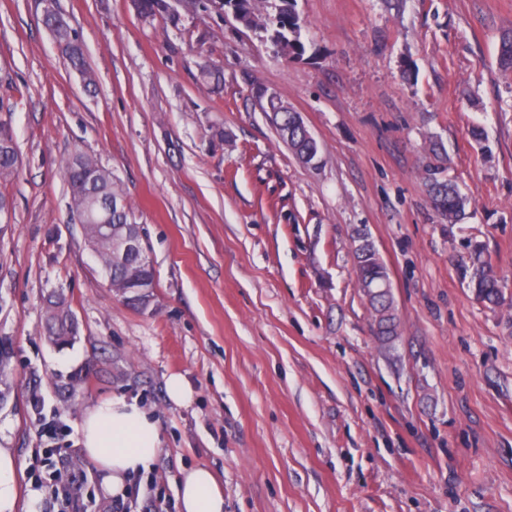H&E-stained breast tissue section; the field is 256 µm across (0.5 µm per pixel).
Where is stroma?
Returning a JSON list of instances; mask_svg holds the SVG:
<instances>
[{"instance_id": "1", "label": "stroma", "mask_w": 512, "mask_h": 512, "mask_svg": "<svg viewBox=\"0 0 512 512\" xmlns=\"http://www.w3.org/2000/svg\"><path fill=\"white\" fill-rule=\"evenodd\" d=\"M97 78L86 92L40 0H0V120L19 154L0 182V448L19 506L112 512L80 444L115 395L160 419L161 450L126 512H178L209 468L224 512H512V72L497 65L512 0H297L303 58L231 14L174 0L179 26L133 0H58ZM417 68L402 74L404 59ZM224 74L220 89L202 66ZM279 94L316 139L302 165L253 93ZM482 128L487 149L472 139ZM468 197L440 223L421 170L430 138ZM120 179L154 265V299L109 286L69 206L63 163ZM366 228L400 318L380 349L353 261ZM482 250L507 303L478 302ZM79 333L44 331L52 292ZM191 400L171 401L170 376Z\"/></svg>"}]
</instances>
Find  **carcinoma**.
<instances>
[{"instance_id": "carcinoma-1", "label": "carcinoma", "mask_w": 512, "mask_h": 512, "mask_svg": "<svg viewBox=\"0 0 512 512\" xmlns=\"http://www.w3.org/2000/svg\"><path fill=\"white\" fill-rule=\"evenodd\" d=\"M42 22L58 44L66 61L73 69L82 71L87 90L96 86V76L84 57L83 46L76 32L69 26L59 10L57 0H41ZM139 13L145 17L164 15L170 22L176 18L169 12L168 0H135ZM227 6L245 12L255 28L265 34L266 41L287 59L301 58L307 51L302 39L305 21L296 10V0H227ZM498 65L504 71L512 72V35L502 39L498 51ZM278 112L276 131L296 158L304 165L311 166L322 160L317 141L308 137L300 115L294 112L286 101L272 106ZM429 153L432 160L423 166V180L427 188L430 204L439 218L448 224H457L465 216L467 199L457 186L445 176V168L439 163L442 144L431 143ZM18 155L0 152V182L8 181L17 171ZM64 173L70 191V208L80 217V224L88 245L94 248L95 255L102 264V270L110 283L123 296L131 295V288L137 280H154V271L143 268L137 262H120L114 256L109 243L99 239L96 212L106 211L108 223L120 225V231L141 232L137 216L127 200L122 183L112 171L99 160L85 152H76L67 158ZM92 180L96 183V198L83 194V184ZM119 199L123 202L119 211L108 210V202ZM355 243L354 260L360 288L373 312V332L381 346L391 349L398 338L399 319L393 293L369 284L389 277L385 265L370 236L357 229L352 235ZM470 284L476 298L484 304L496 308L505 301L498 275L491 270L490 263L482 258L477 250L472 260ZM72 312L70 304L59 293H51L46 299L45 328L52 341L57 344L70 342L71 333L68 320Z\"/></svg>"}]
</instances>
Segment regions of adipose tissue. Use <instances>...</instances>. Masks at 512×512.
Here are the masks:
<instances>
[{
  "label": "adipose tissue",
  "instance_id": "1",
  "mask_svg": "<svg viewBox=\"0 0 512 512\" xmlns=\"http://www.w3.org/2000/svg\"><path fill=\"white\" fill-rule=\"evenodd\" d=\"M161 422L135 399L115 397L85 415L80 443L99 469L102 491L125 496L132 477L148 472L160 453ZM180 512H224V495L212 472L187 471L179 486Z\"/></svg>",
  "mask_w": 512,
  "mask_h": 512
}]
</instances>
